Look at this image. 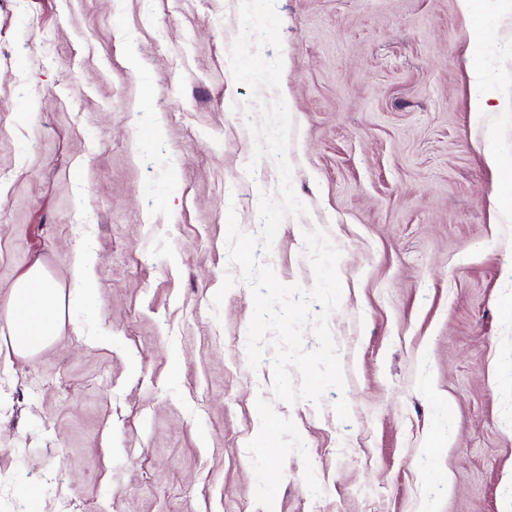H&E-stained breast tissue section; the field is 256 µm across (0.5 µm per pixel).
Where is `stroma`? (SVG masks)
<instances>
[{"instance_id": "stroma-1", "label": "stroma", "mask_w": 512, "mask_h": 512, "mask_svg": "<svg viewBox=\"0 0 512 512\" xmlns=\"http://www.w3.org/2000/svg\"><path fill=\"white\" fill-rule=\"evenodd\" d=\"M482 2L479 83L460 0H275L261 97H287L307 211L257 260L308 290L304 232L340 250L345 380L287 404L236 342L227 218L252 232L279 180L230 69L240 0H0V512H512V214L484 157L489 127L512 157V0ZM36 262L63 320L18 357Z\"/></svg>"}]
</instances>
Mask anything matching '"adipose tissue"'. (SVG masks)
<instances>
[{
    "mask_svg": "<svg viewBox=\"0 0 512 512\" xmlns=\"http://www.w3.org/2000/svg\"><path fill=\"white\" fill-rule=\"evenodd\" d=\"M63 295L40 265L14 283L9 303L11 349L20 355L40 350L57 335Z\"/></svg>",
    "mask_w": 512,
    "mask_h": 512,
    "instance_id": "1",
    "label": "adipose tissue"
}]
</instances>
